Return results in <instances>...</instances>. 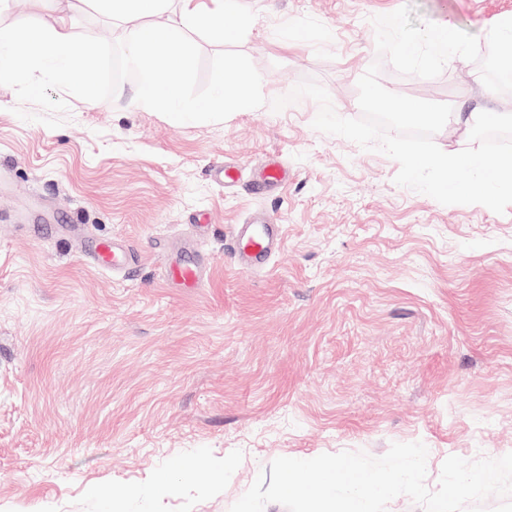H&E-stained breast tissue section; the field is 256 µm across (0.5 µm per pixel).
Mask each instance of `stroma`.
Instances as JSON below:
<instances>
[{"mask_svg":"<svg viewBox=\"0 0 512 512\" xmlns=\"http://www.w3.org/2000/svg\"><path fill=\"white\" fill-rule=\"evenodd\" d=\"M407 1L481 40L512 15V0H241L248 34L186 30V95L207 99L220 68L262 75L267 100L312 79L357 118L376 62L389 91L512 113L476 63L425 79L379 59L372 19ZM54 17L47 0H8L0 26ZM72 34L75 51L101 50V106L0 84V512H106L104 492L128 487L148 495L116 512H230L275 458H378L395 442L425 444L433 490L449 456L512 452V206L398 186L397 161L314 130L307 97L221 122L137 109V71L112 78L118 29L92 10ZM271 157L288 180L263 192L254 172ZM224 162L238 176L220 184ZM60 212L76 235L29 232ZM261 215L283 225L282 248L245 271L225 240ZM112 237L134 252L120 275L88 251ZM183 245L207 264L191 292L166 282ZM201 453L236 465L212 480Z\"/></svg>","mask_w":512,"mask_h":512,"instance_id":"stroma-1","label":"stroma"}]
</instances>
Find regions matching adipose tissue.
Listing matches in <instances>:
<instances>
[{
  "label": "adipose tissue",
  "instance_id": "1",
  "mask_svg": "<svg viewBox=\"0 0 512 512\" xmlns=\"http://www.w3.org/2000/svg\"><path fill=\"white\" fill-rule=\"evenodd\" d=\"M57 15L50 24H36L24 33L0 28V82L30 86L49 81L78 90L90 106L102 103L98 92L96 45L74 53L72 22L88 8H96L122 26L121 42L129 65L139 71L134 106L166 112L174 120L194 118L199 112H223L231 104L248 105L258 77L245 74L228 80L214 71L212 94L206 103L189 100L184 85L194 65L193 48L184 31L200 28L225 35L244 34L249 16L238 0H54ZM171 15L169 24L149 26L146 18ZM166 80H159L158 70Z\"/></svg>",
  "mask_w": 512,
  "mask_h": 512
}]
</instances>
